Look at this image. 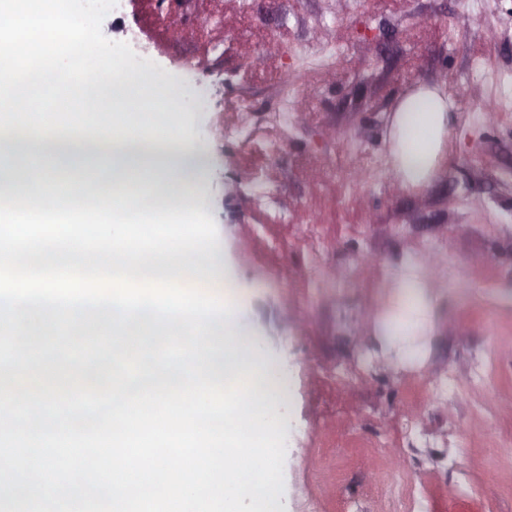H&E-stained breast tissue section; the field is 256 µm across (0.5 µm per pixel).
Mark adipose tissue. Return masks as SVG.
<instances>
[{"label": "adipose tissue", "instance_id": "1", "mask_svg": "<svg viewBox=\"0 0 512 512\" xmlns=\"http://www.w3.org/2000/svg\"><path fill=\"white\" fill-rule=\"evenodd\" d=\"M79 109L94 114L93 133L84 149L68 151L61 148L44 154L49 143L47 133L26 130L17 132L0 126V192L18 191L32 200L60 197L64 202H85L92 195L85 187L70 188L48 179L44 164H57L72 158L95 163L112 184L113 199L127 201L135 209H153L157 200L194 188L199 174L188 165V155L179 146L176 126L158 123L154 114L131 109L106 112L91 98L81 100ZM452 104L442 90L422 85L411 91L395 110L393 136L396 171L404 184H427L442 167V148L450 133ZM424 122L426 133L413 147H404L410 125ZM139 173L138 182H131L132 173ZM221 266L219 257L192 255L191 258L151 265L154 273L180 272L179 289L188 285L207 286L215 283ZM213 346L204 364L211 380H226L249 374L261 377L263 368L247 348L238 346V339L248 337L238 315H225L207 325Z\"/></svg>", "mask_w": 512, "mask_h": 512}]
</instances>
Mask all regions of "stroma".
I'll list each match as a JSON object with an SVG mask.
<instances>
[{
  "label": "stroma",
  "instance_id": "1",
  "mask_svg": "<svg viewBox=\"0 0 512 512\" xmlns=\"http://www.w3.org/2000/svg\"><path fill=\"white\" fill-rule=\"evenodd\" d=\"M101 29L137 55L126 84L152 71L174 90L163 119L200 159L194 207L216 223L221 284L286 379L279 512H512V0H176L166 16L125 0ZM284 82L301 89L287 128L236 111ZM425 84L455 110L443 167L412 188L391 130ZM368 156L379 174L345 197L327 169L349 179ZM410 277L428 320L413 360L386 333Z\"/></svg>",
  "mask_w": 512,
  "mask_h": 512
}]
</instances>
